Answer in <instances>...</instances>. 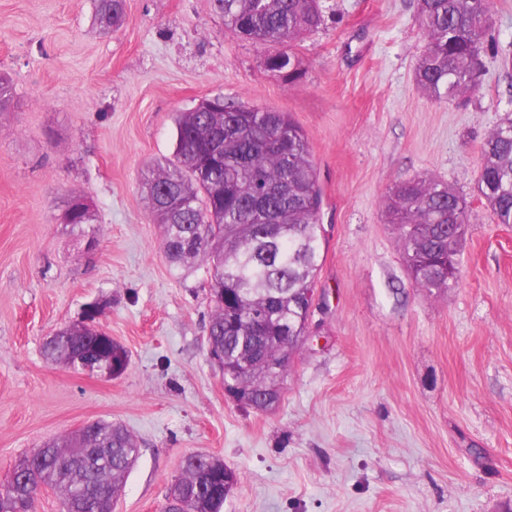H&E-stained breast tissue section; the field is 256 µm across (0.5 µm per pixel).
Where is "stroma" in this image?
<instances>
[{"mask_svg":"<svg viewBox=\"0 0 512 512\" xmlns=\"http://www.w3.org/2000/svg\"><path fill=\"white\" fill-rule=\"evenodd\" d=\"M294 47L225 34L213 0H0V487L16 460L86 422L140 444L112 512H164L190 454L239 474L224 512H512V224L477 196L480 147L512 118V0H494L480 88L423 95L418 0H325ZM290 113L324 192L328 246L314 335L271 412L234 401L209 358L204 268L175 273L142 186L170 156L174 117L205 97ZM421 176L470 203L454 288H415L391 188ZM83 228L63 224L74 197ZM103 301L129 352L118 376L46 361L43 344ZM98 15L107 27H118L124 18V0H98Z\"/></svg>","mask_w":512,"mask_h":512,"instance_id":"stroma-1","label":"stroma"}]
</instances>
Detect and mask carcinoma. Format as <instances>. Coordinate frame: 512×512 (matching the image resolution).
<instances>
[{
    "instance_id": "obj_1",
    "label": "carcinoma",
    "mask_w": 512,
    "mask_h": 512,
    "mask_svg": "<svg viewBox=\"0 0 512 512\" xmlns=\"http://www.w3.org/2000/svg\"><path fill=\"white\" fill-rule=\"evenodd\" d=\"M224 30L292 45L324 23L321 0H213ZM107 27L124 18V0H98ZM492 0H419L417 24L426 39L415 78L442 101L477 87L475 58L491 30ZM15 104L11 80L0 76V110ZM172 157L148 168L146 185L165 254L175 270L206 269L214 304L208 346L224 353V385L267 411L281 399L287 372L282 331L297 351L309 328L308 302L325 253L317 169L305 132L286 112L204 98L176 116ZM480 198L497 223L512 224V120L481 148ZM388 222L400 230L407 267L420 290L434 294L458 281L459 255L448 239V219L467 233L466 199L447 184L422 178L395 186L385 201ZM265 329L252 328L255 318ZM45 358L68 365L76 358L127 368L117 341L93 338L82 322L60 327L43 345ZM139 457L136 438L121 424L96 420L74 434L43 442L15 465L0 490V512H30L43 487L61 493L65 512H112L106 489L119 492ZM229 467L195 454L184 458L170 494L183 512H223L231 490Z\"/></svg>"
}]
</instances>
